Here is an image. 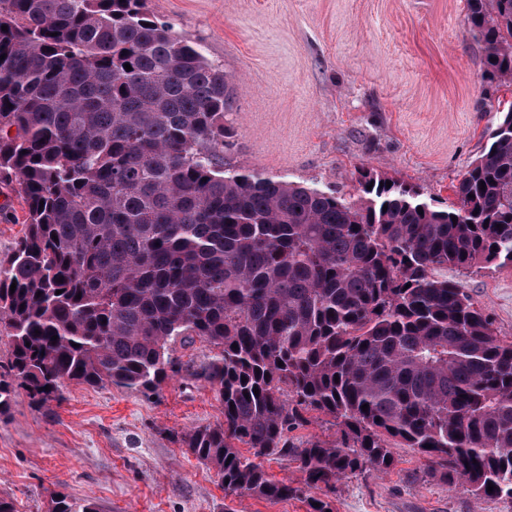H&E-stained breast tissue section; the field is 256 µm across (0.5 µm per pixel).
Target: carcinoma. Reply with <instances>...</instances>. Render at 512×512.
<instances>
[{
    "instance_id": "cac0c4a2",
    "label": "carcinoma",
    "mask_w": 512,
    "mask_h": 512,
    "mask_svg": "<svg viewBox=\"0 0 512 512\" xmlns=\"http://www.w3.org/2000/svg\"><path fill=\"white\" fill-rule=\"evenodd\" d=\"M3 25L0 175L27 211L0 259L1 415L19 389L61 403L66 381L154 394L171 344L201 338L217 353L191 376L224 421L184 444L225 495L336 512L304 489L389 472L397 439L446 484L512 499V340L436 276L512 266V105L447 205L365 169L347 196L224 169V70L146 0H0ZM466 32L487 86L511 83L512 0H467ZM312 412L338 437L294 440ZM48 512L98 507L57 493ZM264 466L276 480L291 483L293 486H303L301 473L294 464L276 459L265 460Z\"/></svg>"
}]
</instances>
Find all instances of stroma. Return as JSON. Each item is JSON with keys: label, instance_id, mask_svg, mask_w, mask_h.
Listing matches in <instances>:
<instances>
[{"label": "stroma", "instance_id": "35a3bbf8", "mask_svg": "<svg viewBox=\"0 0 512 512\" xmlns=\"http://www.w3.org/2000/svg\"><path fill=\"white\" fill-rule=\"evenodd\" d=\"M149 11L224 70L233 101L225 168L356 194L359 170L387 174L447 202L495 121L467 0H147ZM26 206L0 180V259L22 236ZM512 338V268L442 269ZM46 407L18 393L0 415V494L18 512H46L50 492L100 512H306L299 499L225 501L214 469L181 442L223 421L213 391L188 375L153 395L116 385L63 387ZM385 474L342 479L336 512H512L427 475L393 442Z\"/></svg>", "mask_w": 512, "mask_h": 512}]
</instances>
